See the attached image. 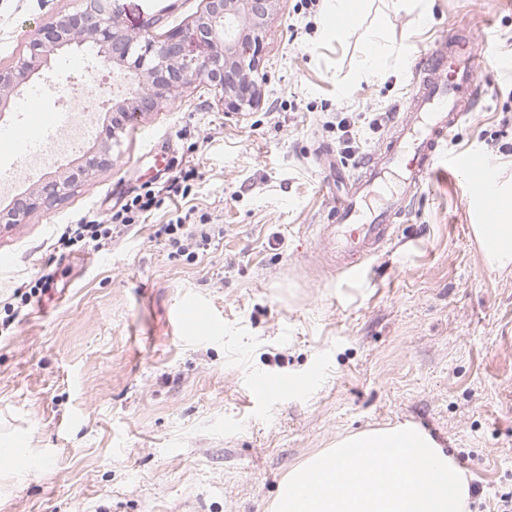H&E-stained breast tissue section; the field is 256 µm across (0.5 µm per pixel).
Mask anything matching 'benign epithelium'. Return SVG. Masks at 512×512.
<instances>
[{"mask_svg": "<svg viewBox=\"0 0 512 512\" xmlns=\"http://www.w3.org/2000/svg\"><path fill=\"white\" fill-rule=\"evenodd\" d=\"M273 2L203 0L188 33L173 30L161 37L125 29L112 10V0H80L77 11L50 16L33 34L30 56L0 68V121L11 96L22 93L41 59L78 41L93 43L99 57L118 69L130 87L123 98L112 99L111 112L121 116V122L106 127L102 146L87 152L75 170L15 197L0 211V223L22 224L33 210L62 200L84 176L110 163V143L124 120L156 111L192 83L211 86L227 113L254 109L260 98L261 36ZM189 39L203 46V52L192 53Z\"/></svg>", "mask_w": 512, "mask_h": 512, "instance_id": "1", "label": "benign epithelium"}]
</instances>
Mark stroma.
Returning a JSON list of instances; mask_svg holds the SVG:
<instances>
[{
	"mask_svg": "<svg viewBox=\"0 0 512 512\" xmlns=\"http://www.w3.org/2000/svg\"><path fill=\"white\" fill-rule=\"evenodd\" d=\"M129 27L188 29L202 0H114ZM78 0H0V66ZM328 0H274L262 35V100L228 115L196 83L135 118L96 170L25 223L0 224V436L39 468L0 477V512H273L289 471L338 438L397 423L423 428L471 482L470 512L512 493V270L491 269L473 226L470 177L442 166L397 234L351 277L316 266L331 171L348 119L358 154L387 140L425 50L467 27L491 60L477 107L448 154L480 152L512 200V0H364L325 34ZM403 56L362 67L371 32ZM91 51L49 56L30 84L51 116L71 96L112 89ZM193 169L186 197L96 250H62L80 219L111 213L142 185ZM212 243L177 252L159 228L176 214ZM46 278L22 304L21 284ZM210 306L212 337L173 315ZM315 381L258 396L256 378Z\"/></svg>",
	"mask_w": 512,
	"mask_h": 512,
	"instance_id": "stroma-1",
	"label": "stroma"
}]
</instances>
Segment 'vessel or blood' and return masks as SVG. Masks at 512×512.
<instances>
[{"instance_id":"b4317fda","label":"vessel or blood","mask_w":512,"mask_h":512,"mask_svg":"<svg viewBox=\"0 0 512 512\" xmlns=\"http://www.w3.org/2000/svg\"><path fill=\"white\" fill-rule=\"evenodd\" d=\"M424 59L392 135L366 157L362 174L337 192L335 223L316 227V255L331 266L356 271L393 241L395 218L431 183L445 161L442 153L449 134L476 108L483 55L466 27L445 34ZM35 103L32 96L22 99L23 117L0 127V146L22 160L48 156L66 121L62 114L54 119L40 117L34 112ZM450 162L470 175L475 185L471 200L484 226H491L500 199L494 165L475 153L454 156ZM177 318L204 328L211 325L213 314L207 306L192 304L179 311Z\"/></svg>"}]
</instances>
